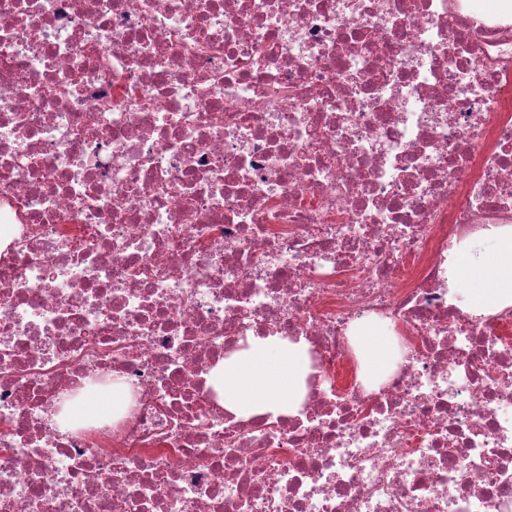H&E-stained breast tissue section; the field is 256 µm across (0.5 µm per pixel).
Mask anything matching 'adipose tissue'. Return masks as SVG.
I'll return each instance as SVG.
<instances>
[{
	"mask_svg": "<svg viewBox=\"0 0 512 512\" xmlns=\"http://www.w3.org/2000/svg\"><path fill=\"white\" fill-rule=\"evenodd\" d=\"M486 239L493 244L485 252L466 247L465 264L449 272V286L466 310L489 314L512 306V226L490 227ZM359 340L370 378H384L392 369L394 350L382 326H360ZM311 372L305 341L276 336H252L247 348L225 358L208 375L225 410L239 417L296 413L306 394Z\"/></svg>",
	"mask_w": 512,
	"mask_h": 512,
	"instance_id": "adipose-tissue-1",
	"label": "adipose tissue"
}]
</instances>
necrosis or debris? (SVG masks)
I'll return each mask as SVG.
<instances>
[{
    "label": "necrosis or debris",
    "instance_id": "1",
    "mask_svg": "<svg viewBox=\"0 0 512 512\" xmlns=\"http://www.w3.org/2000/svg\"><path fill=\"white\" fill-rule=\"evenodd\" d=\"M475 2L0 0V512H512V306L448 299L512 224ZM251 334L309 344L296 414L208 386ZM359 340L366 358V370L372 379L384 378L392 369L394 350L384 329L378 324L360 326Z\"/></svg>",
    "mask_w": 512,
    "mask_h": 512
}]
</instances>
